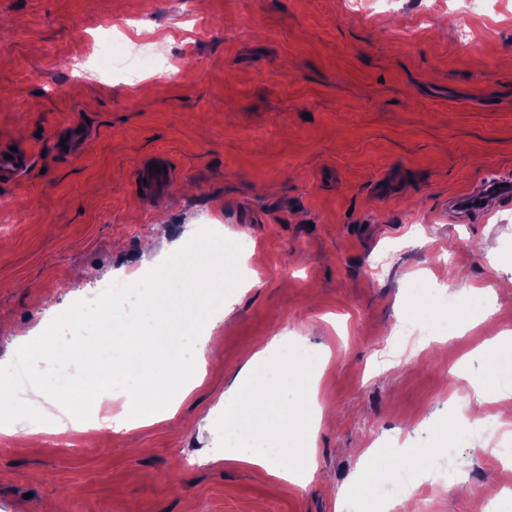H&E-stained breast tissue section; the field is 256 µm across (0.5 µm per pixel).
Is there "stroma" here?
I'll return each mask as SVG.
<instances>
[{"label": "stroma", "instance_id": "stroma-1", "mask_svg": "<svg viewBox=\"0 0 512 512\" xmlns=\"http://www.w3.org/2000/svg\"><path fill=\"white\" fill-rule=\"evenodd\" d=\"M351 2L0 0V149L32 158L0 185V361L25 376L38 356L12 341L49 315L60 348L107 337L65 315L77 292L140 268L158 226L200 266L224 246L222 341L203 384L173 418L73 448L50 430L57 409L30 411L0 434V512H345L399 441L442 451L434 477L413 474L432 512H473L477 487L512 512L498 454L512 408L482 396L487 354L512 356V290L490 286L512 278V198L486 185L512 179V0L485 20L443 8L425 23L416 0L387 15ZM130 15L181 77L108 76L104 24ZM74 124L88 143L65 157L57 135ZM157 155L176 174L146 206L138 170ZM422 277L453 301L432 336H398L420 322ZM484 308L490 325L459 327L456 313ZM281 336L320 356L310 480L218 445L223 395Z\"/></svg>", "mask_w": 512, "mask_h": 512}]
</instances>
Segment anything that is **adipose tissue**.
<instances>
[{"instance_id": "adipose-tissue-1", "label": "adipose tissue", "mask_w": 512, "mask_h": 512, "mask_svg": "<svg viewBox=\"0 0 512 512\" xmlns=\"http://www.w3.org/2000/svg\"><path fill=\"white\" fill-rule=\"evenodd\" d=\"M131 288L137 289L138 315L125 320L113 338L112 356L104 358L98 339L86 338L73 347L56 349L43 325L41 348L50 350L55 364L75 371L78 381H59L46 385L40 372H32L27 386H19L10 372L0 371V434H12L31 410L63 400L71 404L85 402L97 394L114 390L116 383L132 381L120 413L103 418L106 431H128L158 419L173 417L181 403L199 387L205 371L201 362L187 357L184 339L166 335L163 311L170 296L168 273L157 267L153 276L128 275ZM203 323H192L187 331L194 336L198 351H205L213 339L218 314L224 299L217 284L201 285Z\"/></svg>"}]
</instances>
